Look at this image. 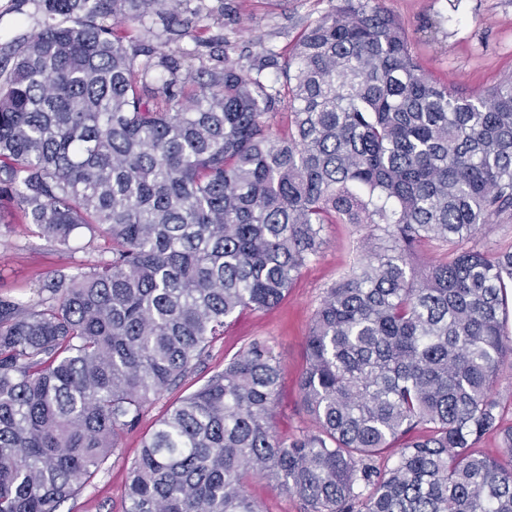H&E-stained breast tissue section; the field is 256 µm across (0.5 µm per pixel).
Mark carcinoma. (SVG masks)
Segmentation results:
<instances>
[{
    "label": "carcinoma",
    "instance_id": "carcinoma-1",
    "mask_svg": "<svg viewBox=\"0 0 512 512\" xmlns=\"http://www.w3.org/2000/svg\"><path fill=\"white\" fill-rule=\"evenodd\" d=\"M180 2L41 0L40 31L0 65V210L54 246L102 242L35 296L0 297V512H60L228 320L286 296L326 224L367 235L306 338L314 429L278 435L280 364L255 340L159 421L126 512H262L250 471L305 512H512L491 394L512 248L481 243L512 220V73L459 94L380 0H338L284 57L183 77L197 50L167 54L146 26L177 36L213 13ZM491 430L496 456L475 448Z\"/></svg>",
    "mask_w": 512,
    "mask_h": 512
}]
</instances>
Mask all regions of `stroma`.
Here are the masks:
<instances>
[{
    "label": "stroma",
    "mask_w": 512,
    "mask_h": 512,
    "mask_svg": "<svg viewBox=\"0 0 512 512\" xmlns=\"http://www.w3.org/2000/svg\"><path fill=\"white\" fill-rule=\"evenodd\" d=\"M234 24L223 16L204 20L202 26L166 45V52L197 48L198 57L185 58L181 72L196 75L199 59L216 42L229 39L234 58L249 61L263 49L287 52L309 21L329 11L336 0H235ZM402 23L413 51L425 72L435 81L462 94L486 90L512 72V0H382ZM43 15L36 0H0V47L41 28ZM0 236V295H15L41 286L60 268L92 262L97 253L88 236L77 237L70 248L50 246L32 236L28 225L13 223ZM364 228L329 224L319 257L302 269L288 295L263 312L237 314L205 353L196 371L167 390L147 407L137 426L123 434L120 448L91 484L68 500L61 512H126L128 471L145 436L156 427L167 409L223 370L225 359L245 349L253 340L267 342L282 367L276 428L287 438L312 428L297 391L304 365V345L312 317L325 289L347 272L356 259ZM245 491L264 512H304L296 496L272 489L261 476L250 477Z\"/></svg>",
    "instance_id": "obj_1"
}]
</instances>
